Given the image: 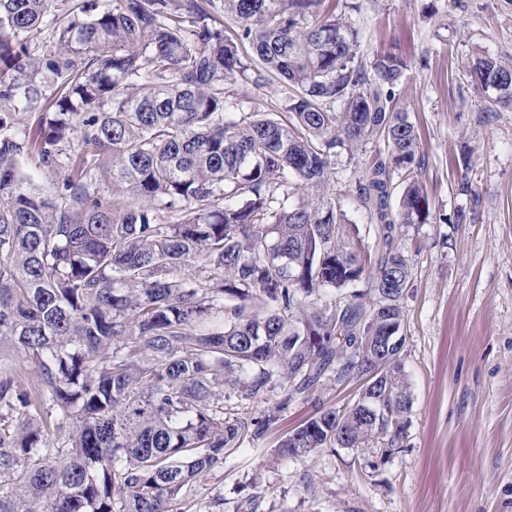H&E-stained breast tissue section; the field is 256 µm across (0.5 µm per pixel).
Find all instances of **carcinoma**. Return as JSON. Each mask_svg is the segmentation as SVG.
<instances>
[{
	"label": "carcinoma",
	"instance_id": "obj_1",
	"mask_svg": "<svg viewBox=\"0 0 512 512\" xmlns=\"http://www.w3.org/2000/svg\"><path fill=\"white\" fill-rule=\"evenodd\" d=\"M322 2L0 0V512H185L294 396L370 369L375 414L321 410L274 454L401 444L396 240L431 216L408 65L364 59ZM271 74L282 111L244 110ZM470 77L512 107V61ZM375 138L369 229L333 174ZM277 388L261 417L224 411Z\"/></svg>",
	"mask_w": 512,
	"mask_h": 512
}]
</instances>
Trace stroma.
<instances>
[{
	"mask_svg": "<svg viewBox=\"0 0 512 512\" xmlns=\"http://www.w3.org/2000/svg\"><path fill=\"white\" fill-rule=\"evenodd\" d=\"M357 3L345 19L365 58L409 60L399 97L418 127L433 210L430 223L398 238L412 268L403 445L273 458L318 409L356 399L355 381L331 378L244 442L187 512L219 492L224 512H512V108L494 105L469 77L477 55L512 57V0ZM462 208L471 221L454 223Z\"/></svg>",
	"mask_w": 512,
	"mask_h": 512,
	"instance_id": "obj_1",
	"label": "stroma"
}]
</instances>
